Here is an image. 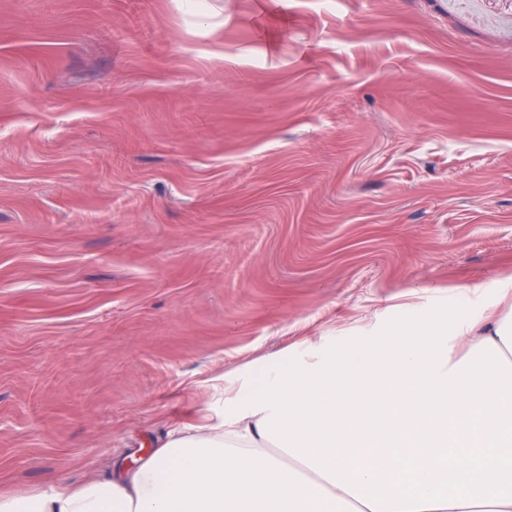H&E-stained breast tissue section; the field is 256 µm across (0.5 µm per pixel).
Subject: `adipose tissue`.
Returning <instances> with one entry per match:
<instances>
[{
  "instance_id": "obj_1",
  "label": "adipose tissue",
  "mask_w": 512,
  "mask_h": 512,
  "mask_svg": "<svg viewBox=\"0 0 512 512\" xmlns=\"http://www.w3.org/2000/svg\"><path fill=\"white\" fill-rule=\"evenodd\" d=\"M511 296L269 369L136 465L0 482V512H512Z\"/></svg>"
}]
</instances>
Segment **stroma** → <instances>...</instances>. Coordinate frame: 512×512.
Returning a JSON list of instances; mask_svg holds the SVG:
<instances>
[{
    "mask_svg": "<svg viewBox=\"0 0 512 512\" xmlns=\"http://www.w3.org/2000/svg\"><path fill=\"white\" fill-rule=\"evenodd\" d=\"M512 278V0H0V477Z\"/></svg>",
    "mask_w": 512,
    "mask_h": 512,
    "instance_id": "obj_1",
    "label": "stroma"
}]
</instances>
